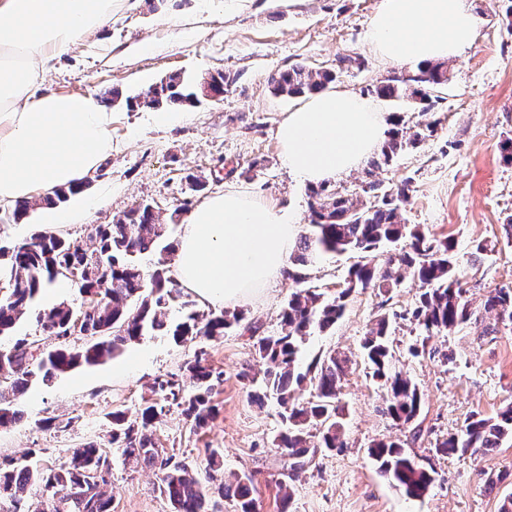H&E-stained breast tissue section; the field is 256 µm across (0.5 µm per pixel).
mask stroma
Listing matches in <instances>:
<instances>
[{
    "mask_svg": "<svg viewBox=\"0 0 512 512\" xmlns=\"http://www.w3.org/2000/svg\"><path fill=\"white\" fill-rule=\"evenodd\" d=\"M511 4L477 0L484 19L479 36L448 60V83L429 101H378L380 111L396 117L407 132L436 124L418 147L399 153L376 178L386 188L409 182L406 224L456 239L466 297L477 310L491 290L512 286V244L503 229L512 214V164L501 152L503 139L512 136V20L506 15ZM377 5L378 0H247L232 11L224 0H164L156 8L148 0H124L101 29L48 66L46 89L98 94L114 88L133 95L175 72L220 71L230 83L222 99L202 100L190 107L188 121L172 126L154 124V109L113 105L116 147L85 189L99 204L57 227V234L90 248L96 226L149 203L169 221L167 240L174 243L190 209L228 188L273 202L306 227L308 186L283 164L275 137L297 100L275 94L271 78L296 65L329 69L338 73L337 87L372 95L376 85L398 72L366 39ZM177 18L185 19V26H174ZM194 176L200 187L192 186ZM476 241L491 247L477 261L470 256ZM356 260L353 253L321 255L304 269L306 283L336 292ZM293 287L292 278L280 277L238 309L262 332H277L281 306ZM417 289L408 278L387 295L373 289L354 294L336 327L306 342L301 364L329 351L350 360L339 394L348 410L346 445L317 454L293 478L289 508H281L278 491L288 471L287 457L274 444L282 429L280 408L272 399L261 405L252 401L262 368L250 337L239 328L205 343L145 336L116 359L32 384L20 399L22 420L0 427V459L36 448L38 465L55 468L80 444L106 441L108 412L135 413L151 398L156 379L181 374L184 363L203 348L224 373L215 396L216 418L196 432L174 408L154 437L160 447L198 463L209 449H220L225 473L252 474L258 512H499L512 494V443L474 456H436L432 448L437 439L459 431L471 414L492 416L512 401L510 326L490 332L485 323L473 321L432 337L427 354L414 357L408 347L415 334L405 322H393L399 365L423 398L417 419L422 432L408 451L431 462L436 482L423 499L408 498L368 455L372 441L395 438L399 431L383 412V393L369 373L361 343L379 314L411 307ZM443 353L448 363H441ZM49 417L57 418L58 426H44ZM109 456L113 512H170L152 471L125 465L118 449H110ZM498 473L504 481L488 489L486 475Z\"/></svg>",
    "mask_w": 512,
    "mask_h": 512,
    "instance_id": "stroma-1",
    "label": "stroma"
}]
</instances>
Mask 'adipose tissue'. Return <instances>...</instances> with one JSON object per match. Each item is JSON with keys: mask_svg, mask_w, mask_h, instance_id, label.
Returning <instances> with one entry per match:
<instances>
[{"mask_svg": "<svg viewBox=\"0 0 512 512\" xmlns=\"http://www.w3.org/2000/svg\"><path fill=\"white\" fill-rule=\"evenodd\" d=\"M121 0H0V205L79 185L113 149L112 114L95 94L43 89L44 70L111 19ZM469 0H380L367 31L381 56L414 66L474 44ZM393 127L372 99L325 89L285 112L276 136L289 171L318 185L357 169ZM299 234L281 209L238 191L196 205L181 226L178 282L234 306L288 267Z\"/></svg>", "mask_w": 512, "mask_h": 512, "instance_id": "obj_1", "label": "adipose tissue"}]
</instances>
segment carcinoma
Masks as SVG:
<instances>
[{
	"mask_svg": "<svg viewBox=\"0 0 512 512\" xmlns=\"http://www.w3.org/2000/svg\"><path fill=\"white\" fill-rule=\"evenodd\" d=\"M336 79L334 71L294 66L278 73L272 84L280 94L303 97L326 89ZM447 82L446 63H428L411 74L387 78L375 93L390 100L422 102ZM222 84V72L208 78L175 73L134 97L124 99L121 92L113 89L103 92V100L113 105L123 99L129 108H157L164 104L177 107L200 100L202 87L208 85L217 90ZM434 126L432 121L412 134L402 129L389 133L362 181L361 190L371 201L341 195L326 185L310 188L309 229L299 235L292 264L305 267L326 252H356L361 254V260L349 268L344 287L334 294L304 288V276L289 273L298 287L281 309L280 331L257 336L253 343L256 362L264 367L262 392L253 398L261 402L271 396L280 406L284 430L275 438V446L285 451L294 474L317 453L346 447L344 407L339 404V394L348 359L329 353L314 359L303 371L298 357L314 331H327L343 316L353 294L369 288L388 294L407 275L419 283L414 307L399 314L379 315L361 343L371 376L384 392L383 412L402 427L412 425L419 416L422 395L416 383L397 366L389 338L390 318L408 322L421 336L420 344L409 348L416 355L426 347L430 336L450 334L475 315L466 298L455 240L448 236L437 238L419 226L405 224L402 211L408 203L410 182L383 191L381 182L372 179L375 171L389 165L400 152L418 146ZM81 189L80 185L61 187L38 201L19 202L12 219L23 220L40 204L56 207ZM167 228L154 206L141 204L115 223L98 226L96 246L91 251L46 230L34 232L11 248L0 247V269L6 270L5 278L10 284L9 291L0 298V337L13 332L33 308L44 286L58 281L57 270L61 268L76 272L83 297L78 308L63 302L38 314L37 322L43 331L57 340L53 348L41 350L36 341L24 337L0 352V427L21 421L19 399L34 382H47L80 366L115 358L144 336L160 333L176 342L198 337L216 340L239 325L256 336V323L245 324L241 313L227 310L192 312L183 322H168V307L181 297L178 284L163 268L145 279L137 263L141 254L173 250L172 244L164 243ZM401 241V248L378 261V252ZM483 311L493 316L490 330H496L499 323L511 325L512 288L491 291ZM78 316L82 317L80 332L97 340L72 347L68 341ZM184 372L192 380V389H185L172 377L158 378L152 387L153 398L141 405L135 417L122 410L110 412L108 444L121 450L125 463L155 474L157 488L169 502L171 512H207L206 504L215 496L233 501L236 512H257L252 476L244 472L228 481L222 478L223 457L219 450H210L205 464L199 465L166 452L155 441L152 428L174 406L195 431L205 428L217 415L213 395L223 383V373L208 363L205 349H199L194 359L185 364ZM305 385L311 390L308 398L301 401L297 393ZM316 436L319 443H311ZM510 439L512 403L494 417L471 415L460 432L437 440L434 452L448 457L484 454ZM36 454L37 449L33 448L19 458L0 461V512H112V497L106 491L112 463L103 444L87 441L49 470L32 465ZM369 455L379 472L408 497L423 498L436 481L434 467L411 457L398 437L372 442ZM34 488L38 491L36 498L32 496Z\"/></svg>",
	"mask_w": 512,
	"mask_h": 512,
	"instance_id": "cac0c4a2",
	"label": "carcinoma"
}]
</instances>
